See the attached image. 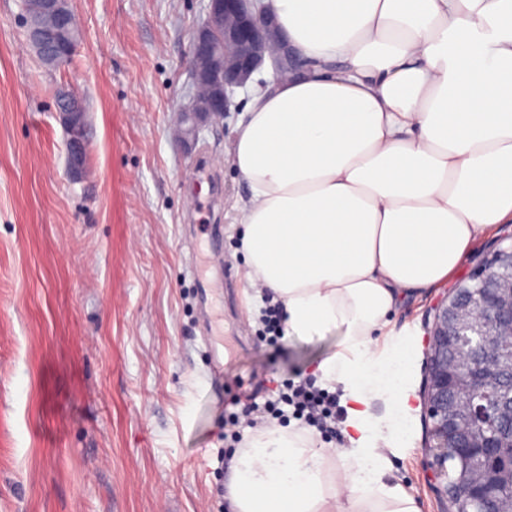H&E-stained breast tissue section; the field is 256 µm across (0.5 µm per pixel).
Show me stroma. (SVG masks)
Segmentation results:
<instances>
[{"mask_svg": "<svg viewBox=\"0 0 512 512\" xmlns=\"http://www.w3.org/2000/svg\"><path fill=\"white\" fill-rule=\"evenodd\" d=\"M206 4L73 0L78 47L51 70L0 0V512H225L227 415L313 380L338 342L261 337L222 161L240 112L178 141ZM60 85L87 106L77 183ZM425 443L419 409L393 474L448 512Z\"/></svg>", "mask_w": 512, "mask_h": 512, "instance_id": "35a3bbf8", "label": "stroma"}]
</instances>
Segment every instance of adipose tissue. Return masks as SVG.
I'll list each match as a JSON object with an SVG mask.
<instances>
[{"label":"adipose tissue","mask_w":512,"mask_h":512,"mask_svg":"<svg viewBox=\"0 0 512 512\" xmlns=\"http://www.w3.org/2000/svg\"><path fill=\"white\" fill-rule=\"evenodd\" d=\"M264 2L301 66L251 86L227 152L244 277L286 336L337 337L313 373L343 391L345 443L255 429L227 512H419L389 474L415 399L392 316L512 223V0Z\"/></svg>","instance_id":"adipose-tissue-1"}]
</instances>
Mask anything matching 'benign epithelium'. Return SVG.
Returning a JSON list of instances; mask_svg holds the SVG:
<instances>
[{"mask_svg": "<svg viewBox=\"0 0 512 512\" xmlns=\"http://www.w3.org/2000/svg\"><path fill=\"white\" fill-rule=\"evenodd\" d=\"M26 44L40 62L58 67L77 49L73 0H20ZM272 79L294 75L299 62L262 0H208L192 38L191 106L180 113L184 140L234 106V93L265 68ZM56 115L67 133V169L78 180L88 160L87 112L67 90ZM421 390L429 466L437 489L481 512H512V238L493 245L469 277L431 309ZM453 455H448V449ZM453 465H447L448 459Z\"/></svg>", "mask_w": 512, "mask_h": 512, "instance_id": "obj_1", "label": "benign epithelium"}]
</instances>
